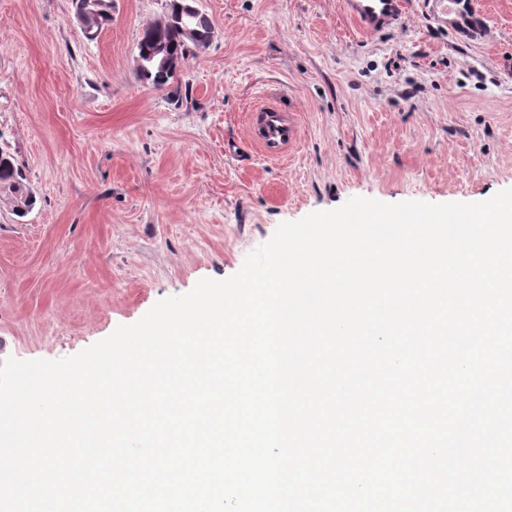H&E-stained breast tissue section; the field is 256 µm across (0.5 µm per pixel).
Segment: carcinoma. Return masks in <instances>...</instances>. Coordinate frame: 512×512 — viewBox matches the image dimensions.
<instances>
[{
  "label": "carcinoma",
  "instance_id": "carcinoma-1",
  "mask_svg": "<svg viewBox=\"0 0 512 512\" xmlns=\"http://www.w3.org/2000/svg\"><path fill=\"white\" fill-rule=\"evenodd\" d=\"M192 0H170L165 20L147 28L138 42L139 77L157 88L171 85L188 58L190 46H198V35L212 29L209 17L200 10L188 11ZM0 193L11 197L19 217L29 213L35 198L25 183L12 153L0 148Z\"/></svg>",
  "mask_w": 512,
  "mask_h": 512
}]
</instances>
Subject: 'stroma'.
Returning <instances> with one entry per match:
<instances>
[{"label": "stroma", "mask_w": 512, "mask_h": 512, "mask_svg": "<svg viewBox=\"0 0 512 512\" xmlns=\"http://www.w3.org/2000/svg\"><path fill=\"white\" fill-rule=\"evenodd\" d=\"M213 37L179 94L137 44L168 0H113L87 38L71 0H0V146L36 198L0 194V360H56L204 278L235 274L280 223L354 197L480 202L512 188V0L458 39L434 0L360 36L337 0H195ZM298 129L267 158L263 108Z\"/></svg>", "instance_id": "obj_1"}]
</instances>
